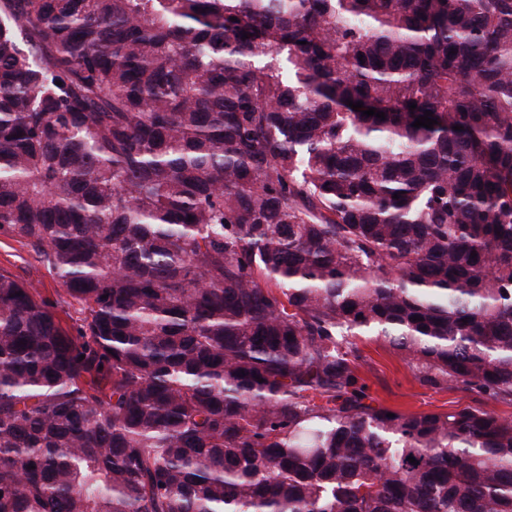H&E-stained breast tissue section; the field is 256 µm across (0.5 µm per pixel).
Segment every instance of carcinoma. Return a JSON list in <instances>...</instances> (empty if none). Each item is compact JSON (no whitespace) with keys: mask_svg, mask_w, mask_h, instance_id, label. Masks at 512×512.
Segmentation results:
<instances>
[{"mask_svg":"<svg viewBox=\"0 0 512 512\" xmlns=\"http://www.w3.org/2000/svg\"><path fill=\"white\" fill-rule=\"evenodd\" d=\"M0 233V512H512V0H0ZM0 271H7L17 279L31 283L40 292V296L54 307L73 336H77L76 327L81 322V306L75 302L68 305L57 277L37 259L35 252L15 239L0 233ZM354 341L362 351L360 367L369 394L379 404L404 412H448L472 407L512 420V402L494 401L477 391L457 387L435 389L421 385L401 356L387 343L360 336Z\"/></svg>","mask_w":512,"mask_h":512,"instance_id":"obj_1","label":"carcinoma"}]
</instances>
